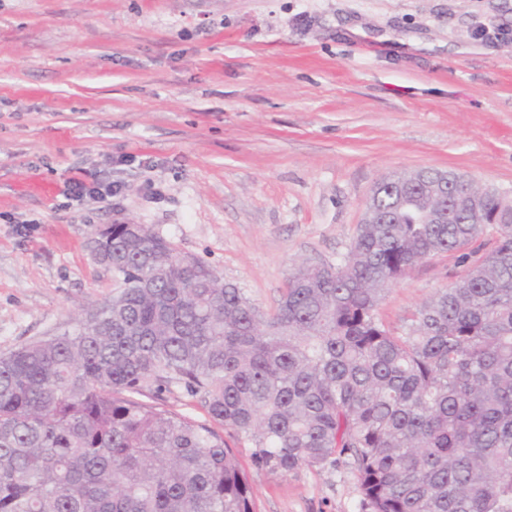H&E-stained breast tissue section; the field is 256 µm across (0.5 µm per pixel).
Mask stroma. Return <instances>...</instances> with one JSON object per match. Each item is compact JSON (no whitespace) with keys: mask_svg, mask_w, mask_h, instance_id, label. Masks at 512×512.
<instances>
[{"mask_svg":"<svg viewBox=\"0 0 512 512\" xmlns=\"http://www.w3.org/2000/svg\"><path fill=\"white\" fill-rule=\"evenodd\" d=\"M420 169L512 195V0H0V354L116 293L99 226L148 225L267 309L294 264L343 260L381 177ZM465 270L421 263L382 317ZM237 458L255 512H358L348 468Z\"/></svg>","mask_w":512,"mask_h":512,"instance_id":"1","label":"stroma"}]
</instances>
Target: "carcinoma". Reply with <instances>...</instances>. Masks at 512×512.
<instances>
[{"instance_id": "cac0c4a2", "label": "carcinoma", "mask_w": 512, "mask_h": 512, "mask_svg": "<svg viewBox=\"0 0 512 512\" xmlns=\"http://www.w3.org/2000/svg\"><path fill=\"white\" fill-rule=\"evenodd\" d=\"M458 177L391 176L271 311L146 224L99 229L116 294L0 355V512H255L226 432L258 471L350 468L359 512H512V197ZM479 240L386 325L391 286ZM173 386L210 423L136 399Z\"/></svg>"}]
</instances>
